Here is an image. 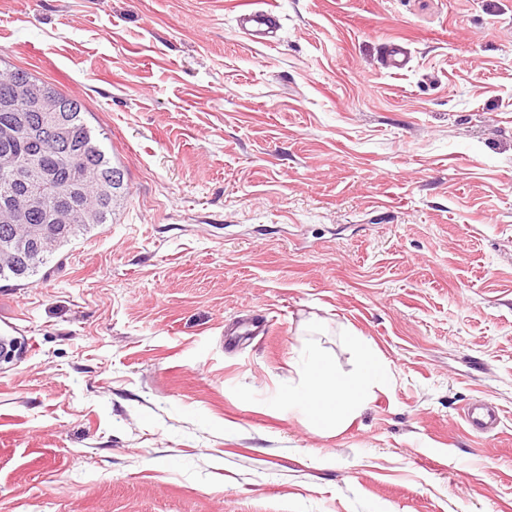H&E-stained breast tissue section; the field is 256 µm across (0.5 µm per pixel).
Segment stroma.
Listing matches in <instances>:
<instances>
[{"mask_svg": "<svg viewBox=\"0 0 512 512\" xmlns=\"http://www.w3.org/2000/svg\"><path fill=\"white\" fill-rule=\"evenodd\" d=\"M0 58L126 184L0 282V512H512V0H0ZM350 336L391 378L316 426L283 394ZM239 23L251 40L270 41L278 29L279 16L270 8L246 9L239 15ZM465 426L475 434L490 435L497 432L501 425L500 408L482 399H472L463 409Z\"/></svg>", "mask_w": 512, "mask_h": 512, "instance_id": "obj_1", "label": "stroma"}]
</instances>
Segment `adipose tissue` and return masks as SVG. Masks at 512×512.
Wrapping results in <instances>:
<instances>
[{
    "instance_id": "obj_1",
    "label": "adipose tissue",
    "mask_w": 512,
    "mask_h": 512,
    "mask_svg": "<svg viewBox=\"0 0 512 512\" xmlns=\"http://www.w3.org/2000/svg\"><path fill=\"white\" fill-rule=\"evenodd\" d=\"M353 343L361 363L349 373L339 371L324 354L309 352L299 385L288 393L289 406L337 429L357 416L373 390L383 384L388 366L362 337H354Z\"/></svg>"
}]
</instances>
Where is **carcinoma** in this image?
I'll return each instance as SVG.
<instances>
[{
	"label": "carcinoma",
	"mask_w": 512,
	"mask_h": 512,
	"mask_svg": "<svg viewBox=\"0 0 512 512\" xmlns=\"http://www.w3.org/2000/svg\"><path fill=\"white\" fill-rule=\"evenodd\" d=\"M6 77L25 86L26 92L59 104L70 136L65 152L30 140L21 126L10 146L0 143V153L10 152L14 163L26 168L29 181H38L44 170L55 174L54 188L43 209L28 214V223L42 225L43 245L25 250L10 248L6 225L0 222V280L18 283L37 275L55 255L94 227L112 223L114 197L122 189L123 180L114 176L121 168L107 157L102 139L85 118L82 102L23 69L0 67V125L18 122V116L25 112L24 103L16 99L15 88L3 85ZM22 205L23 187L12 181L9 171L0 169V219L4 212L19 210Z\"/></svg>",
	"instance_id": "carcinoma-1"
}]
</instances>
